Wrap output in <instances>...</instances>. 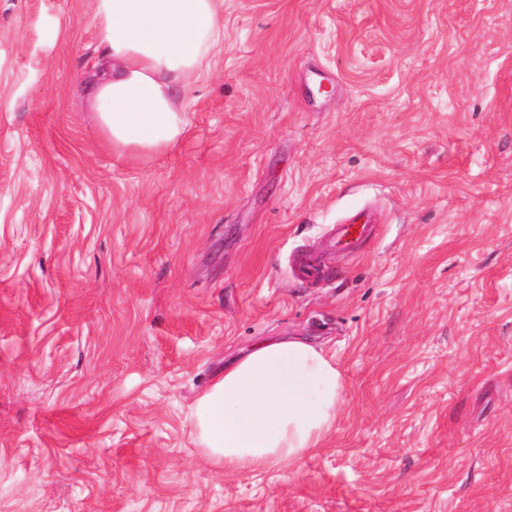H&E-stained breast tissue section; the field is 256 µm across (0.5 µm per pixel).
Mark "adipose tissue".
<instances>
[{"instance_id": "obj_1", "label": "adipose tissue", "mask_w": 512, "mask_h": 512, "mask_svg": "<svg viewBox=\"0 0 512 512\" xmlns=\"http://www.w3.org/2000/svg\"><path fill=\"white\" fill-rule=\"evenodd\" d=\"M105 72L88 105L113 151L174 147L188 127L178 90L219 50L224 0H95ZM344 383L336 362L303 338L272 339L228 365L192 419L204 456L225 473L292 466L334 431Z\"/></svg>"}]
</instances>
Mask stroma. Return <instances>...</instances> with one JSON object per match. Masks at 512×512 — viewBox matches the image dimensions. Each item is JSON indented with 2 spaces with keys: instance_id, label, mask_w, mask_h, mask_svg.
I'll return each mask as SVG.
<instances>
[{
  "instance_id": "obj_1",
  "label": "stroma",
  "mask_w": 512,
  "mask_h": 512,
  "mask_svg": "<svg viewBox=\"0 0 512 512\" xmlns=\"http://www.w3.org/2000/svg\"><path fill=\"white\" fill-rule=\"evenodd\" d=\"M103 65L95 0H0V512H512V0H224L147 158ZM279 336L334 357L336 430L225 475L190 411ZM354 232H357V236H354ZM373 232L372 217L365 211H360L351 216L348 223L336 226L330 245L338 250L353 251L361 242L370 238Z\"/></svg>"
}]
</instances>
